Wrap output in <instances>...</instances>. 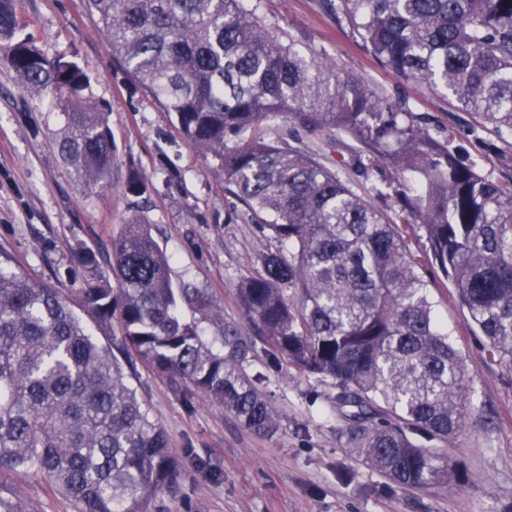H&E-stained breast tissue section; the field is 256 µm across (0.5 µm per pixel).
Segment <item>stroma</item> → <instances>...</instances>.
Wrapping results in <instances>:
<instances>
[{"mask_svg":"<svg viewBox=\"0 0 512 512\" xmlns=\"http://www.w3.org/2000/svg\"><path fill=\"white\" fill-rule=\"evenodd\" d=\"M255 2L269 25L312 46L340 72L390 98H408L416 112L453 128L473 155H481L468 114L384 70L323 0ZM18 11L25 35L39 48L51 57L69 55L89 76L95 99L109 108L116 152L111 188L88 189L59 155L62 114L49 111L41 94L23 89L0 61V250L74 299L81 287L74 248L86 246L109 259L124 224L140 215L171 256L173 278L208 289L226 319L241 321L234 284L276 241L262 235L183 137L174 114L133 87L85 0H19ZM132 169L144 180V195L123 189ZM430 294L472 378L475 423L448 445L471 482L427 491L387 487L382 476L349 457L329 389L295 370H265L280 429L264 437L222 409L185 400L141 364L138 392L180 463L175 494L153 496L149 512H512V368L491 361L470 334L452 289L439 283ZM1 491L19 495L27 512H75L32 471L0 475Z\"/></svg>","mask_w":512,"mask_h":512,"instance_id":"35a3bbf8","label":"stroma"}]
</instances>
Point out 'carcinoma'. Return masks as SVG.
Returning <instances> with one entry per match:
<instances>
[{"label":"carcinoma","mask_w":512,"mask_h":512,"mask_svg":"<svg viewBox=\"0 0 512 512\" xmlns=\"http://www.w3.org/2000/svg\"><path fill=\"white\" fill-rule=\"evenodd\" d=\"M86 3L131 81L176 115L250 219L273 217L260 229L280 247L235 284L246 334L207 289L173 280L140 216L108 263L74 250L76 305L0 252V473H40L77 512H146L174 492L179 462L132 383L136 363L272 436L262 354L335 391L356 462L406 490L468 481L448 442L470 425L472 380L429 288L450 284L489 358L512 367V180L487 169L512 167V0L329 3L379 65L494 137L479 158L409 100L340 76L251 0ZM22 27L16 0H0V60L65 116L63 159L109 184L112 130L87 74ZM373 171L380 184L359 194L355 177Z\"/></svg>","instance_id":"cac0c4a2"}]
</instances>
